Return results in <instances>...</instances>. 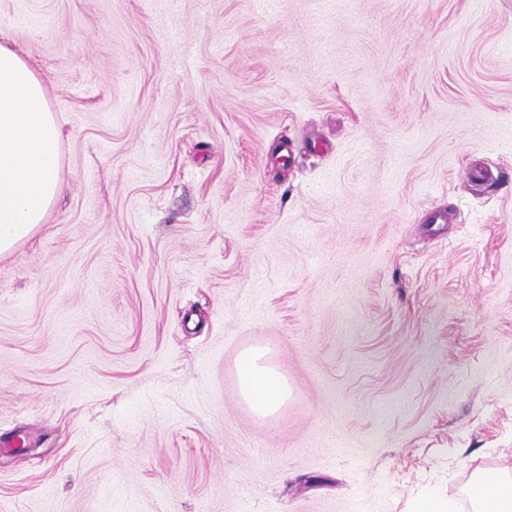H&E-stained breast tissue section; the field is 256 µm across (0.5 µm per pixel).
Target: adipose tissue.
Segmentation results:
<instances>
[{"label": "adipose tissue", "instance_id": "obj_1", "mask_svg": "<svg viewBox=\"0 0 512 512\" xmlns=\"http://www.w3.org/2000/svg\"><path fill=\"white\" fill-rule=\"evenodd\" d=\"M59 132L41 80L21 54L0 43V253L43 223L62 190ZM240 392L254 416H274L288 383L265 352H244L237 364ZM472 512H512V476L487 471L478 478Z\"/></svg>", "mask_w": 512, "mask_h": 512}]
</instances>
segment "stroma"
<instances>
[{
	"label": "stroma",
	"instance_id": "stroma-1",
	"mask_svg": "<svg viewBox=\"0 0 512 512\" xmlns=\"http://www.w3.org/2000/svg\"><path fill=\"white\" fill-rule=\"evenodd\" d=\"M0 40L63 184L0 255V512H470L512 470V0H0ZM241 395L254 416L267 420L274 416L288 399L285 375L265 359L263 349L244 352L237 364Z\"/></svg>",
	"mask_w": 512,
	"mask_h": 512
}]
</instances>
